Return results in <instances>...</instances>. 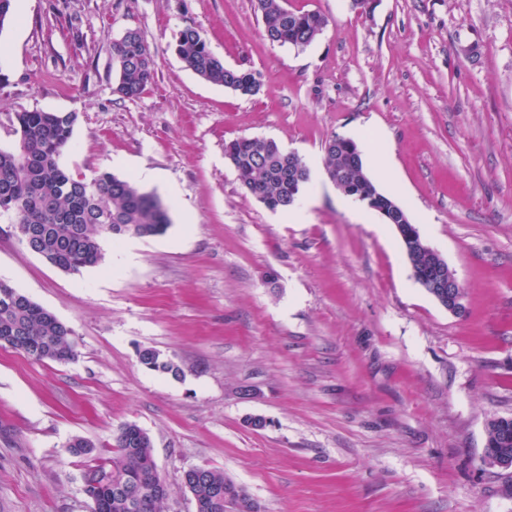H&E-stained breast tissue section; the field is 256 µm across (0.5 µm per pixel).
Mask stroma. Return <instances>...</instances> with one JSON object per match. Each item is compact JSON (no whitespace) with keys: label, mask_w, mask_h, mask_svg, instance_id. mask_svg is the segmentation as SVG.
Returning a JSON list of instances; mask_svg holds the SVG:
<instances>
[{"label":"stroma","mask_w":512,"mask_h":512,"mask_svg":"<svg viewBox=\"0 0 512 512\" xmlns=\"http://www.w3.org/2000/svg\"><path fill=\"white\" fill-rule=\"evenodd\" d=\"M328 19L303 49L271 44L254 0H14L0 31V143L33 110L77 116L63 161L91 178L152 172L160 235L103 239L62 272L0 221V279L73 330L76 356L0 347V512H92L76 436L111 456L152 439L164 512H194L184 470L223 471L261 512H512L484 460L512 418V0H288ZM197 28L243 97L175 51ZM140 30L157 78L116 93L113 40ZM334 135L406 211L465 289L464 315L413 279L394 225L360 221L328 178ZM240 137L300 155L293 210L246 195L224 156ZM144 348L180 377L138 361ZM266 421L249 426L251 417Z\"/></svg>","instance_id":"stroma-1"}]
</instances>
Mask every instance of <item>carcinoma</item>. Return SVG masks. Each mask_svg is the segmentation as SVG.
Instances as JSON below:
<instances>
[{"mask_svg":"<svg viewBox=\"0 0 512 512\" xmlns=\"http://www.w3.org/2000/svg\"><path fill=\"white\" fill-rule=\"evenodd\" d=\"M266 38L273 44L305 48L323 34L327 17L316 10L296 11L285 0H256ZM112 61L119 80L116 92L123 98L140 97L155 81L154 56L142 33L125 31L112 42ZM176 53L203 80L221 85L244 97L260 91V75L249 69L229 67L208 46L194 27L182 29ZM76 116L72 113L33 110L19 112L12 121L13 145L0 147V217L27 226L31 243L47 263L77 273L98 265L104 256L101 238L126 235L151 237L167 229L168 209L155 195L141 191L134 182L103 171L90 180L74 176L62 161ZM237 171L245 193L271 210L292 206L309 169L301 158H291L271 139L238 138L224 148ZM327 174L339 181L347 197L364 196V202L386 223L408 218L391 197L378 191L368 177L357 144L339 135L324 147ZM422 238L403 242L410 263L428 266ZM39 362H66L76 355L71 328L30 298L5 301L0 297V346ZM145 368L176 378L179 367L160 359L152 349L138 352ZM95 448L91 441L75 437L67 445L72 456H86ZM150 436L135 424L122 426L110 457H95L87 468L99 484L93 512H163L167 496L156 494L157 481ZM202 484L196 491V512H243L236 485L215 469L196 468Z\"/></svg>","mask_w":512,"mask_h":512,"instance_id":"1","label":"carcinoma"}]
</instances>
